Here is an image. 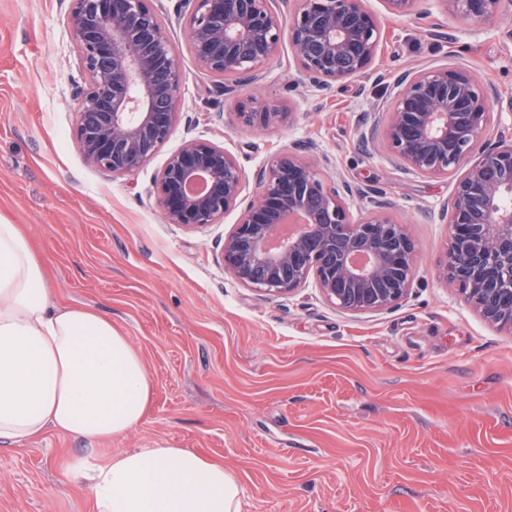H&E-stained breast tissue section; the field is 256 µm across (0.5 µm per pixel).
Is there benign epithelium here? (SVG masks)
Instances as JSON below:
<instances>
[{"label":"benign epithelium","mask_w":512,"mask_h":512,"mask_svg":"<svg viewBox=\"0 0 512 512\" xmlns=\"http://www.w3.org/2000/svg\"><path fill=\"white\" fill-rule=\"evenodd\" d=\"M150 0H70L69 32L85 75L75 92L74 140L84 158L112 175L142 167L169 139L180 116V78L172 47ZM390 13L415 14L417 0H384ZM445 12L481 23L503 0H441ZM188 44L199 65L231 95L255 85L288 42L292 88L327 97L365 74L380 29L365 0H182ZM489 94L464 67L409 69L390 104L363 121L366 147L382 136L405 170L444 178L473 153L457 180L441 274L487 322L512 331V135L488 146ZM244 127L287 121L290 113L252 98L238 104ZM311 143L270 156L256 174L259 196L225 235L224 270L264 295L291 294L314 276L337 308L351 313L390 309L408 294L415 245L373 202L352 218L348 182L329 187L308 153ZM246 174L223 146L191 139L170 155L152 185L165 223L197 228L236 208Z\"/></svg>","instance_id":"benign-epithelium-1"}]
</instances>
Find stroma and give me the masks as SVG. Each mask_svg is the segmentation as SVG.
Returning <instances> with one entry per match:
<instances>
[{"mask_svg":"<svg viewBox=\"0 0 512 512\" xmlns=\"http://www.w3.org/2000/svg\"><path fill=\"white\" fill-rule=\"evenodd\" d=\"M175 48L181 120L140 169L120 179L73 140L82 85L69 0H0V218L20 225L57 304L86 305L129 336L154 380L133 431L94 455L168 445L238 475L241 512H512V333L483 321L441 277L442 216L454 178L408 173L358 128L390 102L410 68L462 66L493 89L490 126L512 132V18L473 24L421 0L424 18L366 0L381 39L371 70L324 98L289 91V47L263 84L229 98L190 52L177 0H152ZM258 95L285 123L240 128ZM228 149L255 174L296 142L327 156L332 181L388 201L417 260L408 296L376 313H344L314 284L268 296L236 283L220 260L240 212L189 230L164 223L150 193L190 139ZM84 441L53 432L0 444V512H93L71 470Z\"/></svg>","mask_w":512,"mask_h":512,"instance_id":"stroma-1","label":"stroma"}]
</instances>
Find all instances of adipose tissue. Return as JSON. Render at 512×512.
<instances>
[{"label":"adipose tissue","mask_w":512,"mask_h":512,"mask_svg":"<svg viewBox=\"0 0 512 512\" xmlns=\"http://www.w3.org/2000/svg\"><path fill=\"white\" fill-rule=\"evenodd\" d=\"M152 397L129 337L94 309L57 305L29 239L0 219V441L109 440L135 429ZM71 467L95 512H240L237 475L188 448L78 456Z\"/></svg>","instance_id":"obj_1"}]
</instances>
